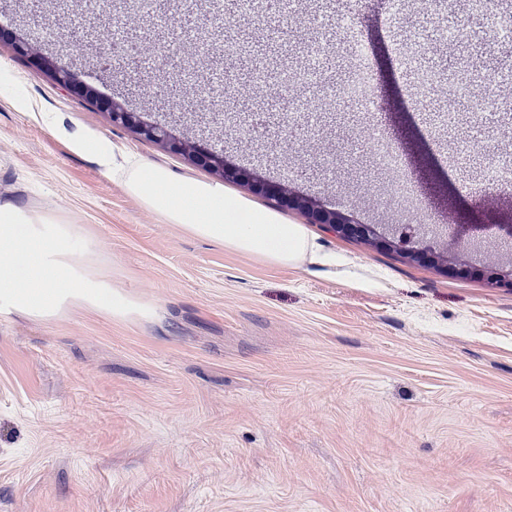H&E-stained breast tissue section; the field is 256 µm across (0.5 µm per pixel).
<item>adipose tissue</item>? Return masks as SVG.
<instances>
[{
	"instance_id": "adipose-tissue-1",
	"label": "adipose tissue",
	"mask_w": 512,
	"mask_h": 512,
	"mask_svg": "<svg viewBox=\"0 0 512 512\" xmlns=\"http://www.w3.org/2000/svg\"><path fill=\"white\" fill-rule=\"evenodd\" d=\"M116 175L129 190L166 212L192 235L276 265H295L319 257L303 226L280 223L271 212L250 211L240 199L215 198L209 187H168L166 177L129 160ZM241 214L238 222L230 214ZM79 241L69 228L9 201H0V264L21 263L19 275L0 277V306L32 316L56 313L76 300L97 304L110 293L72 256Z\"/></svg>"
}]
</instances>
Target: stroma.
I'll return each instance as SVG.
<instances>
[{"mask_svg":"<svg viewBox=\"0 0 512 512\" xmlns=\"http://www.w3.org/2000/svg\"><path fill=\"white\" fill-rule=\"evenodd\" d=\"M291 0L270 39L267 15L239 17L252 45L308 63L319 43L332 61L312 86L260 87L241 78L210 106L186 80L146 92L109 75L68 40L88 9L76 0L52 31L29 0H0V200L70 225L76 257L112 299L72 303L50 318L0 311V512H512V181L488 184L487 164L512 147L498 113L512 83L472 85L488 111L450 127L421 111L455 110L449 82L478 59L501 61L496 34L512 0ZM353 12V31L337 24ZM464 26L448 43L440 19ZM364 46L374 109L343 89ZM66 51L76 83L188 144L220 143L253 178L288 183L346 218L376 225H443L422 234L440 261L326 230L304 213L227 180L168 143L113 123L105 107L57 84L32 55ZM440 72L411 95L417 73L401 53ZM143 75L235 68L197 41L161 61L139 44ZM234 109V122L216 112ZM385 138L402 167L380 166L364 133ZM480 147L483 165L448 157ZM170 185L209 186L286 224L304 225L335 264L268 263L188 233L111 174L128 158ZM410 201L392 194L398 180ZM143 312L118 318L113 299Z\"/></svg>","mask_w":512,"mask_h":512,"instance_id":"stroma-1","label":"stroma"}]
</instances>
